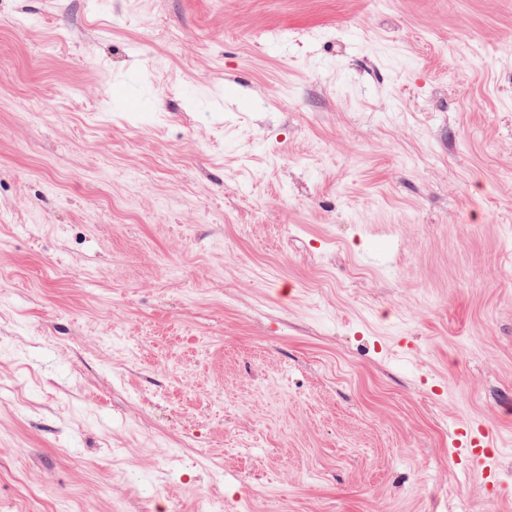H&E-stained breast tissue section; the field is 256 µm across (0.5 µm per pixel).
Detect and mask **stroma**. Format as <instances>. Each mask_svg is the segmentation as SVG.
Returning a JSON list of instances; mask_svg holds the SVG:
<instances>
[{"instance_id": "1", "label": "stroma", "mask_w": 512, "mask_h": 512, "mask_svg": "<svg viewBox=\"0 0 512 512\" xmlns=\"http://www.w3.org/2000/svg\"><path fill=\"white\" fill-rule=\"evenodd\" d=\"M511 488L512 0H0V512ZM460 435L468 446V461L479 466L483 473L490 474L495 469L492 462L501 452L490 449L489 434L481 426L469 425L461 428Z\"/></svg>"}]
</instances>
